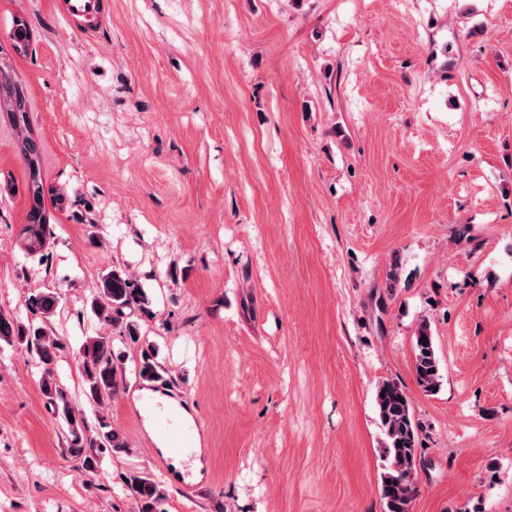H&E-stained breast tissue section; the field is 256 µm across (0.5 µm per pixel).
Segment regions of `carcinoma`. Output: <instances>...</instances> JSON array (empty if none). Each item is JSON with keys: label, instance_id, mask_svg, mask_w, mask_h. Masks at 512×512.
Masks as SVG:
<instances>
[{"label": "carcinoma", "instance_id": "cac0c4a2", "mask_svg": "<svg viewBox=\"0 0 512 512\" xmlns=\"http://www.w3.org/2000/svg\"><path fill=\"white\" fill-rule=\"evenodd\" d=\"M14 48L20 53L29 46L24 20L13 22ZM10 111L6 117L17 132L19 151L26 171V190L30 200L26 224L20 233V247L28 257L42 254L51 213L44 202L43 157L39 139L29 121L27 101L17 87L8 91ZM60 304L59 295L51 290L36 291L25 299L27 322L0 314V341L19 346L38 358L42 366L40 389L56 420L65 432L64 452L78 460L82 468L93 471L104 455L129 452L126 440L112 429L104 408L125 386V373L119 367L121 354L115 353L114 340L131 346L141 339L139 318L153 315L151 300L143 286L126 269L113 266L102 278L101 288L89 300L91 315L102 325L118 329V337L107 334L87 336L78 349L85 396L99 409L98 430L92 433L83 415L71 404L57 384L53 373L58 355L68 342L48 328L49 318ZM427 338V342L420 338ZM155 355L146 354L136 375L143 381L159 376ZM414 374L418 387L426 395H435L442 385L434 337L427 321L418 325L414 336ZM376 408L385 435L383 458L387 461L381 475L380 495L385 512H410L418 494V477L422 463L418 448L420 425L415 421L408 397L393 380L381 382L376 391ZM127 489L135 502V512H163L165 490L147 475L128 478Z\"/></svg>", "mask_w": 512, "mask_h": 512}]
</instances>
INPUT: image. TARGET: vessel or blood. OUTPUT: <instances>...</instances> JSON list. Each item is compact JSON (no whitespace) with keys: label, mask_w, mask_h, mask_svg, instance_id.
I'll return each instance as SVG.
<instances>
[{"label":"vessel or blood","mask_w":512,"mask_h":512,"mask_svg":"<svg viewBox=\"0 0 512 512\" xmlns=\"http://www.w3.org/2000/svg\"><path fill=\"white\" fill-rule=\"evenodd\" d=\"M142 412L154 424L155 432L165 447V474L178 488L197 485L201 475L196 462L202 450L195 424L187 421L179 407L160 391H151L142 398Z\"/></svg>","instance_id":"b4317fda"}]
</instances>
